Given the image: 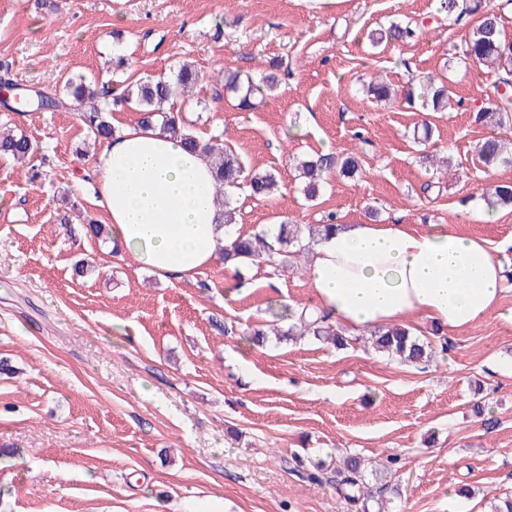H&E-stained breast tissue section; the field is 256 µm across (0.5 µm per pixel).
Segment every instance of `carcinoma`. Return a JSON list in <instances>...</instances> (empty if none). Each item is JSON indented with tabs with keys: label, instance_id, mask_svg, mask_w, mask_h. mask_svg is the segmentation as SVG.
<instances>
[{
	"label": "carcinoma",
	"instance_id": "1",
	"mask_svg": "<svg viewBox=\"0 0 512 512\" xmlns=\"http://www.w3.org/2000/svg\"><path fill=\"white\" fill-rule=\"evenodd\" d=\"M439 15L461 19L463 16L482 12L479 24L472 29L465 40L460 57L466 66L472 69H485L495 75L494 85L497 98L490 106L475 112L474 120L480 124H490L503 128L512 123V45L502 39L500 6L492 0H440ZM416 35L411 24L393 22L385 29L369 34L374 44L382 42H405ZM200 81V72L189 65L179 67L171 79L159 78L127 85L120 95L106 100V92L84 82L69 83L72 88V101L79 104L78 116L82 125L94 139L101 141L114 135L115 128L108 120L112 107L132 103L139 107L140 122L151 124L160 121L163 129L181 136L184 143L204 152L212 162L216 195L224 198L225 210L222 212V223H235L236 211L233 197L242 184H247L250 195L254 198H265L277 185V176L271 171H254L244 174V168L237 155L224 147V140L219 136L200 139L188 132L182 119L176 112L164 111V105L179 95L189 93ZM280 84L279 75L273 71L258 74L255 79H248L245 90L239 97L238 106L248 108L251 98L266 95ZM506 92H501V89ZM368 92L378 102H392L397 92L383 79L370 81ZM404 98L432 112H446L459 104L447 84H435L434 79L426 77L416 83H409L403 90ZM66 106L64 99L36 94L32 111H55ZM36 148L24 133L0 131V155L8 156L17 161H25L32 157ZM479 160L487 168L512 165V151L504 142L496 137L485 139L477 146ZM298 177L303 179L302 192L309 200H314L327 176L338 174L352 178L359 173L358 156L351 153L338 157L334 153L316 154L306 157L297 165ZM483 198L496 208L512 207V182H498L489 191L483 192ZM337 224V217L330 213L325 223L307 226L308 242L302 243L301 225L287 219L278 225L273 241L267 235L247 236L237 234L230 244L224 246L222 258L224 265L234 266L235 275H241L242 266H260L275 269L279 264L294 263L311 251L317 240ZM270 332L281 340L301 333H308L315 338H323L342 349L354 342L362 340L360 336H347L340 327L332 323L327 314H312L299 317L287 326L270 327ZM241 334L254 346L264 344L267 332L259 325L251 326L243 331L234 324L224 325V334ZM370 347L375 352L396 357L404 363L420 364L428 362L434 355L435 345L430 341L421 340L410 334V331L399 327H378L369 331ZM325 482L336 487L349 503H362L367 509V501L378 494L384 497L385 486L371 491L367 487L366 467L356 456H345L339 460L328 475Z\"/></svg>",
	"mask_w": 512,
	"mask_h": 512
}]
</instances>
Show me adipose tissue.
<instances>
[{
	"instance_id": "adipose-tissue-1",
	"label": "adipose tissue",
	"mask_w": 512,
	"mask_h": 512,
	"mask_svg": "<svg viewBox=\"0 0 512 512\" xmlns=\"http://www.w3.org/2000/svg\"><path fill=\"white\" fill-rule=\"evenodd\" d=\"M93 198L139 269L196 280L229 236L208 156L157 125L121 123L93 165ZM317 308L348 335L427 321L456 333L497 310L505 271L492 245L444 224H340L308 266Z\"/></svg>"
}]
</instances>
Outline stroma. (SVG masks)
Here are the masks:
<instances>
[{"label":"stroma","instance_id":"stroma-1","mask_svg":"<svg viewBox=\"0 0 512 512\" xmlns=\"http://www.w3.org/2000/svg\"><path fill=\"white\" fill-rule=\"evenodd\" d=\"M49 16L36 0H0V57L20 88L64 96L71 79L123 89L202 74L171 101L187 129L222 136L247 171L269 170L280 189L237 197V232L290 218L318 224L378 219L488 240L512 274V208L476 219L472 200L512 166L487 170L477 144L491 133L473 120L494 95L493 78L454 63L479 14L433 23L437 0H58ZM431 19L397 46L371 47L379 24ZM274 59L290 75L249 110L224 88L225 71L259 73ZM395 89L430 74L459 100L428 112L404 100L377 104L373 74ZM305 131L287 138L289 125ZM430 125L429 142L415 131ZM25 132L50 159L30 183L26 167L0 157V512H356L334 487L309 481L319 463L347 454L400 458L399 495L370 512H492L512 495V278L501 308L451 334L452 349L405 365L365 350H337L314 337L268 338L264 347L227 336L280 305L313 302L306 264L275 278L222 261L211 285L163 280L110 254L87 235L106 223L84 173L97 143L76 112L0 106V126ZM372 146L360 152L359 136ZM448 149L452 170L418 165ZM359 152L361 175L329 177L316 202L300 192L290 160ZM94 272L77 276V260Z\"/></svg>","mask_w":512,"mask_h":512}]
</instances>
